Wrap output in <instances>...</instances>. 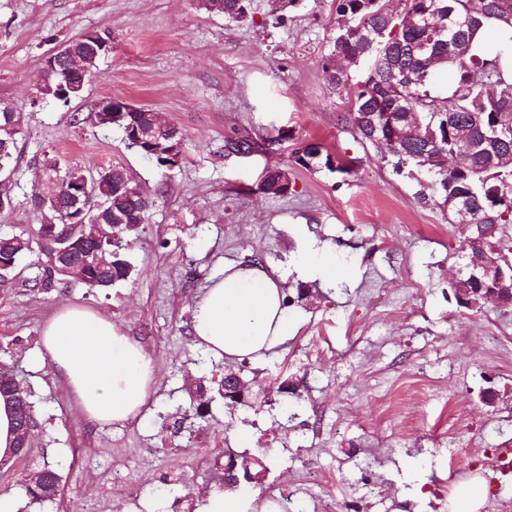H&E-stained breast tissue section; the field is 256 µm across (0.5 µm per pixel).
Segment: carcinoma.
Masks as SVG:
<instances>
[{
	"label": "carcinoma",
	"instance_id": "obj_1",
	"mask_svg": "<svg viewBox=\"0 0 512 512\" xmlns=\"http://www.w3.org/2000/svg\"><path fill=\"white\" fill-rule=\"evenodd\" d=\"M224 17L232 22L247 20L249 0H222ZM401 15H394L386 0H338L336 36L331 56L344 64L323 65L325 79L336 94L347 96L350 122L356 139L374 143L376 128L383 118L393 119L403 128L409 113L419 115L421 123L415 134L398 145L401 155L390 154L388 163L396 173L403 169L425 171L426 187L441 203L455 198L469 215L472 229L465 239V254L471 253V239L479 234L480 224H512V85L505 83L499 66L500 48L490 50L480 42L489 28L512 27L506 16L512 13V0H400ZM367 63L365 78L353 82L352 69ZM69 61L57 59V68L43 72L42 98L63 105L81 97L79 93L61 95L58 83L67 74ZM457 75L453 87L443 92L434 84L435 75L446 68ZM154 112L132 107L119 125L141 126L153 123ZM20 113L6 117L0 112V167L13 172ZM465 138L472 145L468 167L440 172L428 164L431 154L452 151ZM265 146L254 139L236 135L225 140L224 151L247 153ZM325 157L331 167V155H322L317 144L299 150L296 162L308 167ZM50 190L55 195V210L41 200H34L39 210H49L57 228L70 234L71 198L64 183L52 173ZM96 194L90 207L105 204L104 211L120 217V229L137 233L145 223L149 202L139 194V187L127 171L111 167L94 180ZM288 169L267 170L262 193L280 197L288 192ZM131 243L118 238L100 246L93 241L74 239L73 258L97 251L107 254L109 264L85 265L84 285L107 290L128 278L131 264L126 250ZM24 250L15 238H0V260L13 268Z\"/></svg>",
	"mask_w": 512,
	"mask_h": 512
}]
</instances>
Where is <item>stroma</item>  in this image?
<instances>
[{
    "label": "stroma",
    "instance_id": "35a3bbf8",
    "mask_svg": "<svg viewBox=\"0 0 512 512\" xmlns=\"http://www.w3.org/2000/svg\"><path fill=\"white\" fill-rule=\"evenodd\" d=\"M99 30L111 31L112 51L82 97L32 105L43 57ZM335 33L336 0H298L283 12L254 0L244 24L198 0H0V102L23 115L0 236L34 239L45 217L32 199L54 156L88 176L124 168L150 202L130 249L133 271L112 288L38 286L35 248L0 281V365L27 388L36 422L29 455L0 465V493L18 499L20 512H66L77 499L137 512L110 480L116 464L144 481L147 512H182V496L202 503L218 491L207 474L223 468L230 449L267 466L254 491L261 504L268 488H297L315 467L339 477L324 495L350 494L360 512H379L376 499L388 512H440L474 478L512 512V486L488 481L496 448L512 442V311L457 305L451 283L465 264L467 230L418 200L417 177L395 173L379 148L354 139L349 106L322 70ZM109 97L184 133L176 167L156 166L122 129L98 125L96 107ZM236 132L277 149L225 153ZM309 143L347 172L299 165L296 153ZM277 163L291 188L273 198L259 184ZM324 247L336 253L333 282L314 276ZM254 260L285 278L294 334L266 358L238 361L261 396L228 406L218 393L223 358L194 345L193 306L225 263ZM66 304L110 317L152 359L157 383L129 423H90L54 374L41 331ZM287 378L297 384L289 423L278 391ZM489 388L493 407L481 400ZM189 434L210 448L206 466L184 447ZM46 463L61 477L59 491L37 502L25 486Z\"/></svg>",
    "mask_w": 512,
    "mask_h": 512
}]
</instances>
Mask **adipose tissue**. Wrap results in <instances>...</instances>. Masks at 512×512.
I'll list each match as a JSON object with an SVG mask.
<instances>
[{"label":"adipose tissue","instance_id":"adipose-tissue-1","mask_svg":"<svg viewBox=\"0 0 512 512\" xmlns=\"http://www.w3.org/2000/svg\"><path fill=\"white\" fill-rule=\"evenodd\" d=\"M285 285L258 263H226L223 277L211 280L194 304L195 346L227 360L266 357L294 330ZM41 341L89 422L121 425L145 406L155 382L152 360L110 318L65 306L46 322Z\"/></svg>","mask_w":512,"mask_h":512}]
</instances>
